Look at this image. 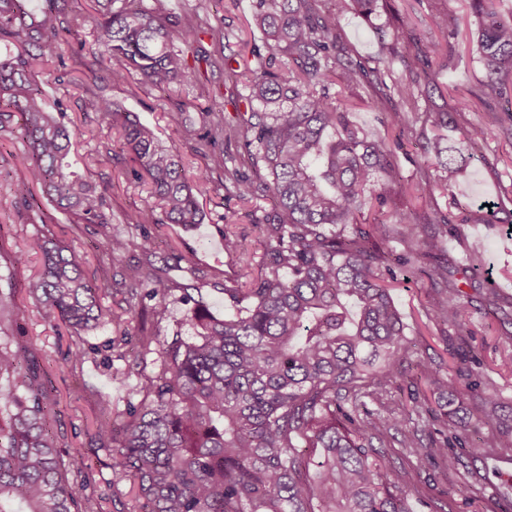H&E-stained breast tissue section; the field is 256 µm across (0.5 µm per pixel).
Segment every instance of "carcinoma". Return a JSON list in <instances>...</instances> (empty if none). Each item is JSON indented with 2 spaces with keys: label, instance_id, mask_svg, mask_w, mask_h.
Wrapping results in <instances>:
<instances>
[{
  "label": "carcinoma",
  "instance_id": "carcinoma-1",
  "mask_svg": "<svg viewBox=\"0 0 512 512\" xmlns=\"http://www.w3.org/2000/svg\"><path fill=\"white\" fill-rule=\"evenodd\" d=\"M67 0H0V133L19 132L26 144L27 175L17 186L31 211L40 198L77 215L76 224H96L108 256L130 250L150 253L142 235L145 224H199L196 192L227 175L240 195L253 182L224 166L223 143H236L276 206L274 222L265 225L266 258L246 287H224L234 313L211 314L201 288L183 289L193 302L186 322L189 341L176 339L159 351L161 369L146 378L138 406L112 423L110 403L101 407L99 435L112 457L120 481L136 486V512H412L407 489L415 474L432 462L438 477L459 464L448 441L424 446L418 432L440 422L456 432L467 423L456 419L454 405L473 390L451 378L433 384L448 391V411L426 418L414 405L401 418L381 415L407 361L408 325L389 289L380 284L384 255L370 243L364 225L392 227L407 236L416 260L438 251L443 239L422 234L406 214L386 209L392 187L375 179L382 170L390 180L388 135L375 136L352 120L362 106L379 108L370 96L361 105L342 103L330 93L336 79L389 95L418 110L428 102L433 125H448V113L434 97H443L426 72L437 46L411 41L393 52L405 74L383 82L388 57L349 55L340 37V16L353 10L367 21L380 0H335L324 9L319 0H254L256 27L268 55L253 54L248 94L238 99L251 109L242 125L224 121V107L207 110L195 151L205 167L190 184L180 150L164 146L133 113L99 98L92 102L98 124L119 133V149L130 156V173L150 185L162 217L142 210L129 218L126 231L112 234L105 211L108 185L62 171L71 132L50 110L36 81L48 39L66 22ZM96 36L84 65L92 75L112 80L135 73L158 87L190 83L198 59L195 44L202 30L192 19L171 15L169 0H96ZM500 0H469L475 22L476 59L484 72L477 89L458 91L457 108L480 105L493 112L492 101L512 89V21L499 14ZM433 25L454 40L459 17L453 10L433 17ZM288 61L272 66V59ZM124 63L112 67V61ZM495 125L470 129L477 144L494 134ZM40 187L37 197L31 185ZM374 201L373 219L364 217L366 199ZM44 270L24 288L49 314L76 331L104 322L134 327L140 349L153 351L160 324L168 314L170 279L150 261L128 269L124 315H114L101 300L106 285L88 281L81 262L52 239L43 240ZM224 250L245 267L251 259L234 236L224 234ZM149 299L153 304L146 306ZM460 291L446 296L429 312L442 322L459 323ZM0 512H95L76 495L68 474L87 467L85 459L64 462L50 427V390L34 351L28 346H0ZM370 399L378 411L364 410ZM482 417L495 425L486 457L496 448H512V416L499 414L496 393L480 396ZM405 427L403 447L415 466L388 467L376 448L391 447L390 430Z\"/></svg>",
  "mask_w": 512,
  "mask_h": 512
}]
</instances>
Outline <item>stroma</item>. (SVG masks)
<instances>
[{
  "instance_id": "obj_1",
  "label": "stroma",
  "mask_w": 512,
  "mask_h": 512,
  "mask_svg": "<svg viewBox=\"0 0 512 512\" xmlns=\"http://www.w3.org/2000/svg\"><path fill=\"white\" fill-rule=\"evenodd\" d=\"M252 4L253 0H170L174 15L198 16L203 30L198 48L204 59L197 66V83L158 87L136 76L120 83L95 78L84 67L79 52L80 43L93 40L95 4L93 0H69L68 27L53 42L56 60L50 63L42 87L73 134L67 172L97 183L111 180L106 212L112 217L113 229L123 230L129 216L158 208L159 202L147 184L126 177L124 154L111 150L118 134L97 126L90 99L101 95L120 104L162 142L179 145L185 175L194 177L205 164L193 146L206 110L217 102L223 104L227 121L236 123L244 116L243 109L230 105L228 99L231 94L244 92L245 84L228 81L227 73L242 71L252 49L265 47L261 32L249 25ZM450 7L460 15L468 13L465 0H385L374 25H367L354 12L342 15L341 33L355 57L376 53L383 42L398 47L412 38L425 45L440 37L429 25L430 16ZM453 55L454 68L435 66L431 73L447 88L443 105L448 126L440 133L445 144L453 147L455 162L463 171L455 197L438 194L430 203L422 201L426 182L443 174L434 156L423 152L426 142L438 133L426 110L410 114L400 132L403 147L392 159L398 173L392 187L394 208L427 231L442 235V250L416 269L407 263L411 256L408 243L397 236H382L375 228L370 234L372 242L389 255L386 266L395 275L389 287L409 326L412 362L434 366L451 377L472 375L482 389H494L507 408L512 406V322L492 316L486 297L494 290L503 303L512 302V114L497 113L496 136L476 146L468 145L466 133L478 115L457 111L452 89L479 86L483 72L470 57L466 36H459ZM23 154L21 139L0 133V297L14 299L23 310L18 324L0 332V342L34 346L41 372L54 389L52 430L58 451L66 459L83 455L88 464L87 469L71 476L77 495L97 503L98 512H119L130 498L131 486L116 482L112 474V460L102 449L97 433L99 408L107 402L122 411L128 403L140 402L143 377L158 371L159 355L148 354L144 374H137L129 368L136 349L134 336L122 335L116 324L103 323L75 337L61 322L49 321L43 306L26 294L23 285L43 269L38 240L45 226L78 254L87 278L112 284V294L103 304L115 312L125 305L119 288L122 275L142 262L143 256L136 250L102 260L103 239L96 225H73L69 215L48 204L38 215L28 210L15 192L25 175ZM198 200L205 214L202 223L149 224L144 231L153 242L155 265L167 266V275L175 284L202 286L211 312L221 317L232 312L224 287L245 282L236 258L224 250V235L232 233L241 241L251 255L252 271H259L265 261V233L252 219L272 215L273 205L259 181L246 199L228 180L218 187L208 186ZM492 202L498 205L493 217L488 214ZM442 216L449 217V226L439 225ZM473 251L485 258L481 269L467 267ZM18 252L25 254L24 263H14ZM445 269L463 292L461 322L457 325L426 316L431 298L443 286L439 274ZM78 350L85 351L86 357L75 365L70 357ZM415 402L437 414L445 410L448 398L422 380L395 391L390 409L397 415ZM474 406L472 395H465L469 430L456 449L460 465L444 481L437 479L433 468L422 470L409 490L410 499H435L446 512H484L485 503L495 497V483L472 484L466 472L471 448L481 445L492 431Z\"/></svg>"
}]
</instances>
